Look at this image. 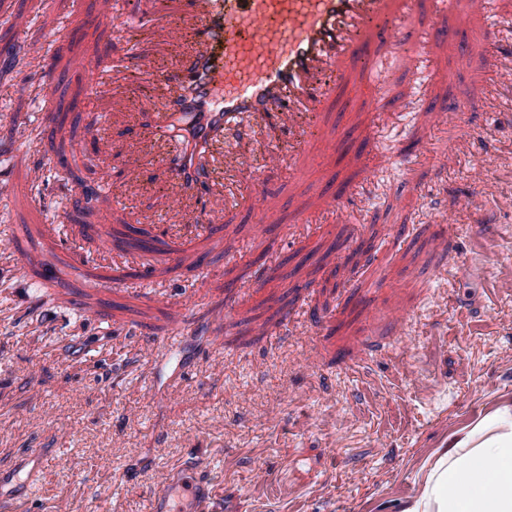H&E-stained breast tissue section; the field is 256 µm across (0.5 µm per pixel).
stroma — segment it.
Returning a JSON list of instances; mask_svg holds the SVG:
<instances>
[{"label": "stroma", "mask_w": 512, "mask_h": 512, "mask_svg": "<svg viewBox=\"0 0 512 512\" xmlns=\"http://www.w3.org/2000/svg\"><path fill=\"white\" fill-rule=\"evenodd\" d=\"M468 2L466 25L444 19L430 43L428 78L390 68L386 113L343 103L330 113L346 132L335 159L299 184L285 170L263 174L277 215L225 211L228 250L155 284L199 290L204 305L186 344L141 356L139 338L167 335L170 324L148 302L155 285L132 254L105 269L84 238L86 275L65 280L55 268L66 251L31 232L94 223L105 201L72 205L77 183L98 177L66 147L94 141L87 119L64 124L40 182L30 175L43 155V71L54 68L60 108L84 99L86 64L103 47L126 48L113 0H0V172L15 187L0 193V227L30 261L20 282L0 257V449L51 451L15 512H150L169 469L192 453L215 473L217 512H395L450 434L512 402V97L474 66H512L484 35L512 33V0H491L487 12ZM18 12L33 19L22 37L10 26ZM19 80L27 97L12 93ZM462 93L472 102L462 131L428 124L421 105ZM395 138L406 162L367 177L374 142ZM477 152L478 184L467 174ZM364 177L354 218L325 211L298 222L304 203ZM451 216L447 258L430 240ZM107 274L111 290L91 287ZM370 304L404 306L412 318L401 328L373 321ZM317 348L321 366L302 368Z\"/></svg>", "instance_id": "obj_1"}]
</instances>
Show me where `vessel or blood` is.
I'll use <instances>...</instances> for the list:
<instances>
[{"mask_svg":"<svg viewBox=\"0 0 512 512\" xmlns=\"http://www.w3.org/2000/svg\"><path fill=\"white\" fill-rule=\"evenodd\" d=\"M433 20L408 40L406 28L417 0H153L149 20L113 15L112 24L138 36L125 53L104 47L85 72L83 110L92 125H105L94 149L76 141V156L93 153L103 186L113 172L128 183L150 181L165 188L158 221L144 225L148 246L137 264L160 269L198 261L199 249H223L224 233L212 203L224 191L229 208L277 213L262 186L269 170L302 175L316 160L335 158L338 131L323 122L338 102L361 111L385 106L378 85L383 60L404 54L409 70L428 69L427 45L438 33L436 17L455 13L459 0H431ZM56 76L46 70L45 130H54ZM144 92L143 119L125 128L122 142L110 133L113 113L96 108L109 95ZM434 126L456 133L462 108H429ZM114 208L104 204L96 225L103 253L112 251ZM167 308L173 327L160 345L179 343L187 319L202 306L194 291L172 297L149 295ZM44 460L40 448L15 454L0 466V512L26 501ZM211 470L195 456L173 468L164 489L150 499L151 512H214Z\"/></svg>","mask_w":512,"mask_h":512,"instance_id":"vessel-or-blood-1","label":"vessel or blood"}]
</instances>
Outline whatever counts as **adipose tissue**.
<instances>
[{
    "instance_id": "adipose-tissue-1",
    "label": "adipose tissue",
    "mask_w": 512,
    "mask_h": 512,
    "mask_svg": "<svg viewBox=\"0 0 512 512\" xmlns=\"http://www.w3.org/2000/svg\"><path fill=\"white\" fill-rule=\"evenodd\" d=\"M400 512H512V405L453 433Z\"/></svg>"
}]
</instances>
